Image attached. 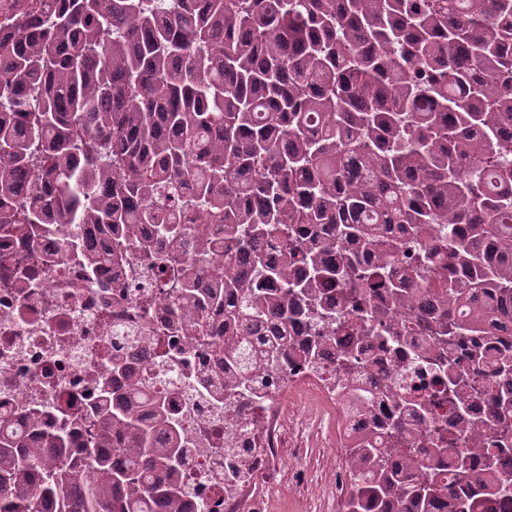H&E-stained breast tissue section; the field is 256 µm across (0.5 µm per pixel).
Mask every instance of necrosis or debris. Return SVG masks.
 Segmentation results:
<instances>
[{"label": "necrosis or debris", "instance_id": "4bbe7bcc", "mask_svg": "<svg viewBox=\"0 0 512 512\" xmlns=\"http://www.w3.org/2000/svg\"><path fill=\"white\" fill-rule=\"evenodd\" d=\"M65 230L42 225L25 238L14 225L0 226V417L9 418L27 442L40 430L67 428L83 446L101 383L116 394L140 375L157 371L163 354L174 355L182 384L163 381L160 392L178 414L195 449L183 479L207 512H272L269 491L292 478L311 512H345V474L324 480L317 471L285 474L284 455L325 448L333 437L351 444L357 419L344 392L302 361L285 377H272L247 404L223 402L185 391V381L224 375V317L209 315V340L191 338L166 299L177 271L157 277L152 261L129 249L125 264H96L65 253ZM426 338L414 335L392 354L368 347L365 377H411L424 356ZM126 357L125 372L112 371L113 356ZM237 434L235 465L244 479L228 478L224 431Z\"/></svg>", "mask_w": 512, "mask_h": 512}]
</instances>
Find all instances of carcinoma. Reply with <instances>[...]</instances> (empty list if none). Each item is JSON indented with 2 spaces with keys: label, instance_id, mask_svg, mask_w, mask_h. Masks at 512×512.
<instances>
[{
  "label": "carcinoma",
  "instance_id": "carcinoma-1",
  "mask_svg": "<svg viewBox=\"0 0 512 512\" xmlns=\"http://www.w3.org/2000/svg\"><path fill=\"white\" fill-rule=\"evenodd\" d=\"M0 224H68L71 251L82 224L123 228L106 261L132 247L160 278L189 241L171 303L195 335L224 310L226 404L318 355L298 322L358 333L340 380L410 335L393 312L431 316V385L349 393L392 412L345 452L346 512L512 493V345L487 325L512 311V0H0ZM95 418L81 448L3 425L0 512H204L152 378Z\"/></svg>",
  "mask_w": 512,
  "mask_h": 512
}]
</instances>
